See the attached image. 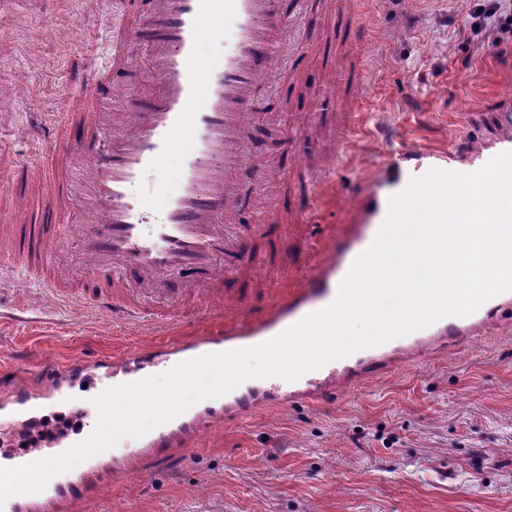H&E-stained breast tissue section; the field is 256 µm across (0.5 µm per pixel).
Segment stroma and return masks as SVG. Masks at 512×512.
Masks as SVG:
<instances>
[{
	"instance_id": "obj_1",
	"label": "stroma",
	"mask_w": 512,
	"mask_h": 512,
	"mask_svg": "<svg viewBox=\"0 0 512 512\" xmlns=\"http://www.w3.org/2000/svg\"><path fill=\"white\" fill-rule=\"evenodd\" d=\"M364 36L351 61L363 82L334 111L317 110L312 91L328 83L342 41L334 17L284 0L291 39L313 58L285 84L272 76L251 92L252 130L244 149L257 164L288 163L291 116L308 114L335 146L344 117L358 124L339 166L302 161L322 176L311 220L296 221L291 183L263 190L241 225L251 236L252 273L269 287L251 295L245 281L226 291L240 306L271 304L294 287L323 229L346 223L352 200L406 148L466 155L489 140L494 114L512 94V33L461 28L467 0H353ZM114 10L105 0H0V209L38 224L43 207L11 181L16 161L39 151L35 112H66L69 86L85 61H105ZM501 41L503 53L491 52ZM175 327L113 319L93 307L57 303L38 285L0 281V372L51 355L66 362L200 336L220 322L208 291L185 299ZM94 512H512V307L479 335L427 361H404L355 378L335 395L285 406L261 405L212 429L197 447L147 463L109 484Z\"/></svg>"
}]
</instances>
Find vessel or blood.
Instances as JSON below:
<instances>
[{"mask_svg": "<svg viewBox=\"0 0 512 512\" xmlns=\"http://www.w3.org/2000/svg\"><path fill=\"white\" fill-rule=\"evenodd\" d=\"M291 21L281 0H124L112 23L118 44L108 64L92 63L80 84L77 111L44 116L48 148L57 168L27 155L11 179L41 184L52 216L63 219L80 211L73 236L58 234L50 224H21L15 214L0 211V272L28 275L38 270L41 282L60 300L92 305L126 321L143 318L137 288L167 295L173 280L187 292L211 286L223 296L220 279H235L249 261L240 234H228L243 206L247 183L264 187L287 179V171L264 170L242 157L239 145L248 130L249 91L272 67L281 64V46L291 57H306L308 45L287 40ZM221 43L218 62L197 52L203 36ZM148 67L138 85L146 109H112V80L132 68L138 52ZM359 80L352 69L333 72L324 100L344 95ZM190 144L175 194L164 179L169 158ZM409 157L419 174L448 170V154L416 149ZM79 171V183L69 174ZM154 177V193L136 196L144 174ZM165 197L156 206V197ZM389 194L377 180L365 185V196L353 206L348 223L339 225L337 246L323 240L311 245L309 267L299 270L297 285L261 318L244 309H225L216 335L173 338L153 346H135L121 359L99 355L59 364L46 358L23 364V376L0 380V426L37 423L47 400L62 395L73 380L85 379L75 435L56 438L37 454L0 457V468L15 467L59 455L93 432L98 413L93 400L105 390L148 378L147 364L174 369L181 363L266 343L308 316L331 305L354 261L375 241L389 213ZM76 240L79 250L73 279L67 284L54 257ZM512 305V290L499 293L466 316H445L403 336L331 361L289 381L278 376L250 378L228 393L197 402L148 435L122 439L69 471L53 476L38 492L18 494L0 505V512H89L104 486L119 474L149 460L178 454L193 446L202 429L239 419L259 403H287L332 393L352 372L365 375L389 368L394 359L422 360L434 346L456 342Z\"/></svg>", "mask_w": 512, "mask_h": 512, "instance_id": "1", "label": "vessel or blood"}]
</instances>
